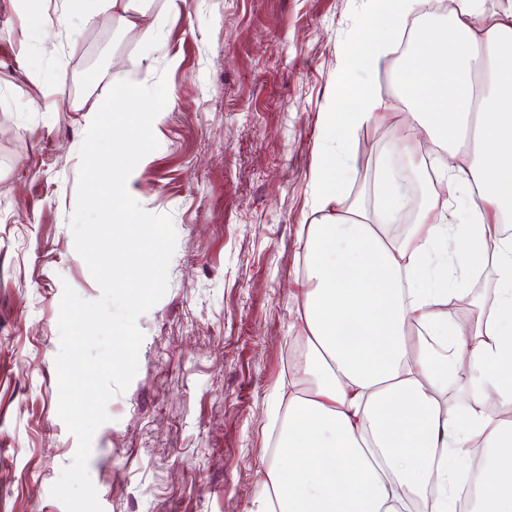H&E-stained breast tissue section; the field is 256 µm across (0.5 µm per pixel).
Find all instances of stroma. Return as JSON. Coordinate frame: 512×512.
Returning <instances> with one entry per match:
<instances>
[{
    "instance_id": "stroma-1",
    "label": "stroma",
    "mask_w": 512,
    "mask_h": 512,
    "mask_svg": "<svg viewBox=\"0 0 512 512\" xmlns=\"http://www.w3.org/2000/svg\"><path fill=\"white\" fill-rule=\"evenodd\" d=\"M32 7L44 38L29 47L20 0H0V512H65L50 493L77 449L58 416L59 307L67 285L101 295L70 229L79 148L113 73L137 56L146 84L165 78L167 110L131 194L171 216L177 244L88 470L103 512H249L300 333L321 114L362 0H186L177 15L154 0L128 36L106 11L86 23L60 0ZM94 56L93 85L72 95ZM407 112L391 99L358 132L356 199L371 201Z\"/></svg>"
}]
</instances>
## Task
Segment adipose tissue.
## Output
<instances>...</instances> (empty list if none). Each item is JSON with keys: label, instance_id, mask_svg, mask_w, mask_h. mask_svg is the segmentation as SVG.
<instances>
[{"label": "adipose tissue", "instance_id": "ef3b65f1", "mask_svg": "<svg viewBox=\"0 0 512 512\" xmlns=\"http://www.w3.org/2000/svg\"><path fill=\"white\" fill-rule=\"evenodd\" d=\"M86 17L111 11L124 35L150 0H82ZM420 0H365L356 40L339 48L336 89L323 114L313 170L314 219L305 227L306 275L296 298L301 384L289 396L272 460L250 512H512V7L485 14L483 0H450L451 29L409 37ZM409 64L393 77L409 106L406 141L426 135L437 153L467 147L462 164L435 170L443 193L427 199L403 238L409 206L388 161L375 201L350 199L358 131L386 106L371 76L400 46ZM142 60L112 75L125 111L145 102ZM468 197L465 210L453 202ZM496 270L492 314L462 324L436 311L449 285L465 293L479 258ZM469 391L462 411L443 399L449 382Z\"/></svg>", "mask_w": 512, "mask_h": 512}]
</instances>
